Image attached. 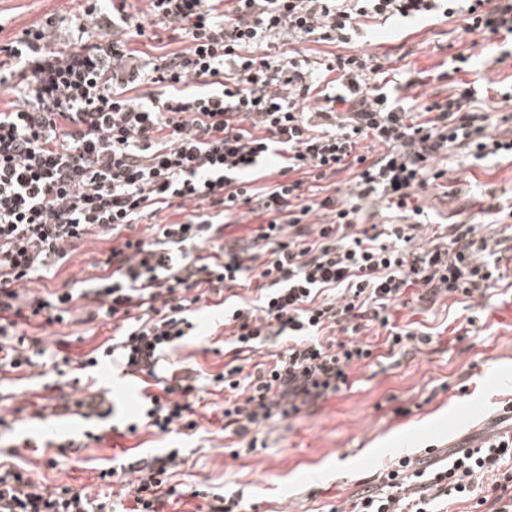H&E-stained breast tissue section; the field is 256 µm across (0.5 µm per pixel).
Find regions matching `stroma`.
Here are the masks:
<instances>
[{
	"label": "stroma",
	"mask_w": 512,
	"mask_h": 512,
	"mask_svg": "<svg viewBox=\"0 0 512 512\" xmlns=\"http://www.w3.org/2000/svg\"><path fill=\"white\" fill-rule=\"evenodd\" d=\"M84 5V0H0V47L13 44L25 29L50 22L57 47L67 48L71 22ZM355 45L366 53L385 54V68L418 74L419 92L426 100L447 95L450 84L441 77L442 65L460 53L477 55L473 71L463 73V80L512 81V56L501 57L500 37L473 36L454 21H391L365 32ZM448 185L457 190L455 199H447L438 188L419 191L428 213L424 238L454 218L478 217L491 204L501 207L498 224L512 222L507 213L512 207V162L453 156ZM110 246L94 236L77 244L54 287L84 279ZM501 265L504 284L473 310L445 298L431 306L392 308V323L429 333L431 343L393 356L384 336L360 332L359 340L370 343L374 357L351 368L347 390L289 420L270 421L253 450L245 440L224 432V393L209 384L228 361L220 351V306L197 313L198 335L187 337L175 354L201 386L196 430L166 438L146 431L110 433L102 442L62 452L52 389L84 396L88 386L59 381L48 365L30 380L0 382V392L13 395L15 406L22 409L19 432L38 443L22 450L19 463L45 477L47 485L69 484L94 497L100 491L99 467L129 455L176 448L181 463L172 480L188 495L167 505L165 512H210L212 493L239 497L243 512H336L364 488L377 486L378 474L401 456L420 457L432 448L442 459L454 447L512 431V423L503 417L512 404V241L505 244ZM472 315L485 319L482 330H468ZM112 336L111 324L74 322L47 329L44 342L52 354L58 340H65V355L75 359ZM50 458L55 468L47 467ZM199 488L207 490V497L196 496Z\"/></svg>",
	"instance_id": "obj_1"
}]
</instances>
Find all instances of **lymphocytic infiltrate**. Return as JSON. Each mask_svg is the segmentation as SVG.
Returning a JSON list of instances; mask_svg holds the SVG:
<instances>
[{"label":"lymphocytic infiltrate","instance_id":"lymphocytic-infiltrate-1","mask_svg":"<svg viewBox=\"0 0 512 512\" xmlns=\"http://www.w3.org/2000/svg\"><path fill=\"white\" fill-rule=\"evenodd\" d=\"M140 13L95 0L74 21L73 48L57 50L52 30L28 29L6 47L19 102L0 110V376L24 379L45 355L40 330L71 320L78 300L88 320L120 325L78 358L81 371L118 357L124 375L156 378L211 296L231 297L224 329L233 356L270 339L285 348L257 373L235 365L213 377L228 391L224 426L251 438L268 421L347 388L353 366L370 360L365 329L403 349L416 332L389 310L407 288L420 300L484 297L502 279L497 240L479 224L446 225L432 243L417 239L420 188L442 185L449 152L476 161L512 156V139L460 83L444 99H402L381 83L379 57L353 49L354 36L399 16L445 17L466 33L512 37V0H144ZM169 26L184 50L145 59L132 41L151 24ZM96 39H88L89 30ZM272 39L334 45L316 60L271 58ZM150 93H141V86ZM349 174L346 198L333 179ZM380 199L392 219L363 220ZM197 203L180 222L162 210ZM259 224L248 247L211 251L243 212ZM112 246L85 285L52 287L78 242ZM38 291L21 293L27 281ZM256 294L238 300L239 289ZM341 339H332V331ZM191 377H173L143 398L128 433L166 436L196 429ZM178 450L131 456L99 469L98 498L69 485L41 489L29 471L0 462V512H112L113 485L127 484L130 512H163L179 494L171 481ZM512 437L488 439L420 467L400 458L382 474L384 491L360 495L350 512H433L437 501L478 500L485 512H512ZM495 497L474 498L488 473Z\"/></svg>","mask_w":512,"mask_h":512}]
</instances>
